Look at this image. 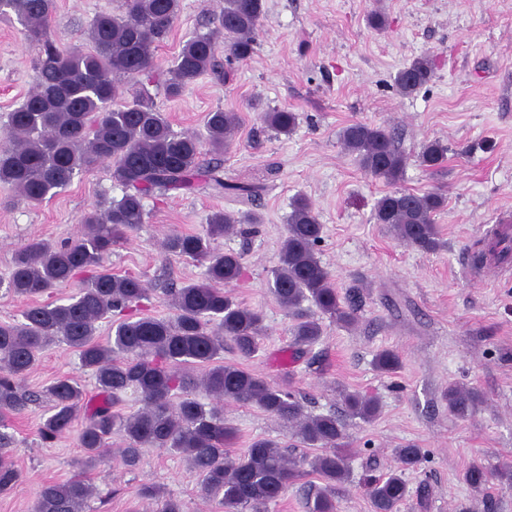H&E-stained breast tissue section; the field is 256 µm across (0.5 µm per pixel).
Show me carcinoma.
Wrapping results in <instances>:
<instances>
[{
	"instance_id": "carcinoma-1",
	"label": "carcinoma",
	"mask_w": 512,
	"mask_h": 512,
	"mask_svg": "<svg viewBox=\"0 0 512 512\" xmlns=\"http://www.w3.org/2000/svg\"><path fill=\"white\" fill-rule=\"evenodd\" d=\"M54 0H0V15L14 14L23 37L41 45L36 60L38 81L24 102L10 115L8 145L0 147V183L30 202L50 199L67 188L74 176L108 162L112 179L124 189L118 201L85 212V231L77 239L53 246L32 239L14 256L7 290L17 296H39L69 284L75 275L103 266L112 246L145 223L143 198L170 191H192L199 181L217 195L229 192L242 204L255 201L257 190L224 180L220 166H203L202 143L221 154L231 145L240 123L238 115L217 109L208 113L206 136L177 134L160 113L150 87L160 73L155 49L170 34L177 19L179 0H125L120 14L101 13L84 31L90 48L59 52L50 38L49 20ZM264 0H224L219 25L205 35L186 40L164 80L168 97L175 98L202 75L216 68V42L224 38L228 56L245 62L254 53ZM434 76L430 60L420 57L400 69L394 84L411 95ZM134 80L122 89L118 78ZM124 98L116 104L118 98ZM275 131L289 134L298 116L287 110L263 113ZM340 141L355 156L361 170L374 179L399 181L407 157L394 134L380 126L354 121L342 128ZM447 148L437 141L422 145L419 162L428 170L442 167ZM446 205L439 189L421 193L392 192L378 199L373 219L388 224L398 238L424 253L440 247L435 216ZM249 209L215 212L203 234H173L165 249L177 256L206 264L205 281L173 291L175 315L169 320L143 316L117 323L106 343L97 340L98 323L114 311L130 309L147 297L148 288L137 276L114 275L102 270L85 282L66 302H44L22 312V320L0 324V493L12 489L20 473L10 457L13 436L6 432L7 417L47 398L48 416L40 427L45 442L69 431L79 413L84 422L79 444L82 464L101 462L109 439L123 438L120 457L134 468L145 446L166 448L183 456L201 478L202 492L224 506V512H269L308 464L323 486L306 496V512H337L350 472L339 441L343 422L334 414H311L290 385H274L239 364L222 361L224 340L240 357L249 359L261 350L264 331L261 314L238 303L224 286L239 280L242 256L211 247V240L238 224H259ZM323 224L311 200L298 195L291 203L287 235L281 242L279 262L272 271L269 290L292 319V357L308 353L319 342L322 326L309 301L336 323L349 327L358 320L360 294L336 288L332 275L317 255ZM63 343L78 352L82 364L94 372L98 400L83 401V389L62 376L39 393H25L20 381L36 365L45 349ZM377 369L395 373L401 357L385 349L375 358ZM202 369L197 377L194 370ZM202 387L214 397L208 407L193 392ZM139 395L143 407L123 416L113 407L127 391ZM448 410L465 418L480 402L472 387L450 385L444 393ZM225 402L253 405L296 425L305 448L313 457L290 458L282 446L256 439L240 455L232 450L236 430L224 422ZM347 412L365 422L379 413L376 398L361 392L344 396ZM400 470L364 479L365 493L374 512H396L410 497L404 471L424 459L414 444L396 449ZM494 478L512 483V469L489 470L473 464L465 482L486 490ZM95 488L75 478L46 483L36 492L34 512H83Z\"/></svg>"
}]
</instances>
